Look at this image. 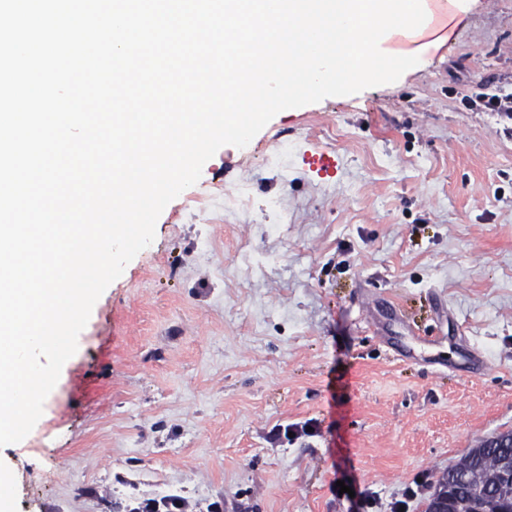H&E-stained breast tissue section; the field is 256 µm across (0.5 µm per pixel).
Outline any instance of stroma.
I'll return each instance as SVG.
<instances>
[{"label":"stroma","mask_w":512,"mask_h":512,"mask_svg":"<svg viewBox=\"0 0 512 512\" xmlns=\"http://www.w3.org/2000/svg\"><path fill=\"white\" fill-rule=\"evenodd\" d=\"M414 47L396 82L221 147L165 207L0 447L13 512H424L512 430V121L479 99L512 94V0Z\"/></svg>","instance_id":"stroma-1"}]
</instances>
